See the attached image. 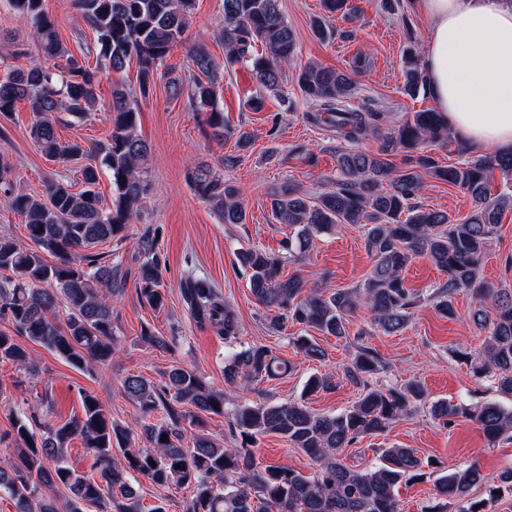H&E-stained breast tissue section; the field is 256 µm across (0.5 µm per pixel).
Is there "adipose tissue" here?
Segmentation results:
<instances>
[{
    "mask_svg": "<svg viewBox=\"0 0 512 512\" xmlns=\"http://www.w3.org/2000/svg\"><path fill=\"white\" fill-rule=\"evenodd\" d=\"M423 68L439 112L471 149L512 151V0H420Z\"/></svg>",
    "mask_w": 512,
    "mask_h": 512,
    "instance_id": "obj_1",
    "label": "adipose tissue"
}]
</instances>
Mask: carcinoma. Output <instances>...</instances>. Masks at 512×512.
<instances>
[{"mask_svg": "<svg viewBox=\"0 0 512 512\" xmlns=\"http://www.w3.org/2000/svg\"><path fill=\"white\" fill-rule=\"evenodd\" d=\"M96 33L99 59L114 71L136 61L141 98L153 93L160 68L167 65L173 47L185 41L195 0H75ZM18 17L33 31L42 56L55 71L35 63L10 71L0 81V117L14 112L26 100L34 112L30 135L41 153L53 162L86 160L80 168L82 190L55 180L43 192L16 189L10 167L0 160V193L9 207L25 219L33 243L23 247L10 236H0V319L11 330H0V362L29 368V352L17 340L57 354L73 368L85 371L105 366L112 359L116 337L112 321V295L125 288L128 273L120 264L89 252L100 243L124 238L137 218L147 191V143L137 132L138 112L127 94L112 92V134L104 142L84 148L78 141L63 143L56 126L68 117L83 121L97 101V74L63 44L58 26L44 9V0H9ZM221 38L228 60L240 63L261 87L277 90L283 69L296 52V37L281 11L280 0H224ZM264 51H256V43ZM194 68L188 101L197 112L206 137L221 142L234 135L224 123V110L215 97L216 64L206 47L190 48ZM403 91L414 96L425 87L419 47L409 42L404 54ZM298 86L314 111L312 123L324 122L350 144L336 154V181L317 199L298 195L285 185L272 192V215L294 229L285 242L290 257L305 258L320 234L339 224H360L365 249L373 266L363 284L325 292L310 288L298 274L284 277L282 258L259 248L236 252L238 264L248 272V285L269 315L267 328L284 330L287 324L312 328L325 336L349 334V317L359 308L371 314L373 325L386 334L403 331L421 301L406 284L403 271L416 256L426 257L446 279L430 295L445 318L456 316L453 300L467 292L474 301L472 322L490 327L489 339L478 353L474 373L492 377L500 391L512 397V290L493 288L479 276L488 245L512 196H492L495 172L512 174V153L472 158L457 166H442L427 152L450 136L442 113L420 111L403 123L383 127L384 113L356 109L351 104L356 82L347 73L309 63L297 76ZM373 135L382 140L377 153L353 145ZM403 154L397 168L389 157ZM112 180L111 206H101L97 189L100 169ZM465 190L475 212L458 222L448 213L424 207L420 196L423 176ZM195 195L226 224L246 223L239 189L201 162L188 173ZM138 257L135 288L142 304L165 306L162 259L155 238L145 231ZM187 311L200 326L211 327L224 341L234 343L240 333L235 309L206 277L188 274L180 284ZM492 301L493 311L486 309ZM64 315H59V310ZM140 340L152 348L168 349L169 340L151 329ZM310 360L325 359V350L309 337L296 340ZM382 367L371 348L362 346L344 368L343 377L360 388L359 399L336 415L317 413L302 402H242L228 414L230 427L241 438L226 448L211 434L186 436V426L199 424L204 414H224V393L207 386L194 370L174 366L155 384L138 375L123 381L125 394L139 406L138 426L112 420L109 411L91 393L81 396L82 414L61 425L42 427L34 434L22 418L14 422L18 462L0 465V494L8 496L16 512H140L129 482L136 473L158 486L190 488L193 495L184 512H400L399 486L426 476L424 461L413 448L392 445L377 449V462L363 469L348 466L343 449L366 436L378 435L408 414L413 402L427 403L418 380L403 388L372 387L370 378ZM291 369L265 345L234 349L224 358V381L249 388ZM334 377L321 373L306 385L309 393L337 387ZM430 403V402H428ZM432 417L448 427L463 417L474 422L491 442L512 435V408L497 402L476 405L436 400ZM163 418L149 422L151 414ZM140 432L142 447L132 446ZM284 437L317 466L311 477L285 467L255 463L256 440L264 434ZM166 441H161L162 436ZM192 447H184V439ZM79 438L93 456L98 476L89 477L67 462L70 441ZM487 485L488 498L472 501L470 489ZM66 492L57 499L40 497L41 487ZM512 493V467L493 478L471 463L434 480V496L459 505L458 512H493L502 493Z\"/></svg>", "mask_w": 512, "mask_h": 512, "instance_id": "obj_1", "label": "carcinoma"}]
</instances>
